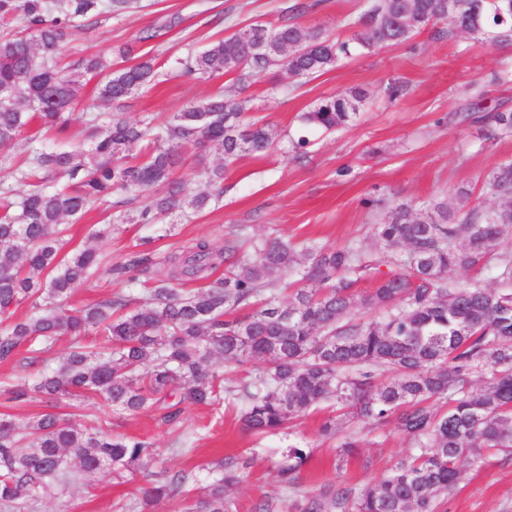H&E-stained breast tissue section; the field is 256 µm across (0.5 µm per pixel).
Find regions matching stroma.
I'll return each instance as SVG.
<instances>
[{
	"label": "stroma",
	"mask_w": 512,
	"mask_h": 512,
	"mask_svg": "<svg viewBox=\"0 0 512 512\" xmlns=\"http://www.w3.org/2000/svg\"><path fill=\"white\" fill-rule=\"evenodd\" d=\"M295 0H133L132 9L102 18L92 29L76 33L62 45L60 65L80 58L125 54L128 62L154 58L157 77L125 109L126 119H152L165 124L188 103L207 97L234 82L233 75H185L180 61L212 41L226 38L255 21L279 23ZM368 0H318L300 18L319 25L332 38L347 40L356 32L358 17ZM360 87L368 98L346 127L326 132L307 126L302 115L320 98ZM245 104L244 119L270 126L276 138L263 156L245 155L224 171V196L219 205L198 215L169 217L155 224L113 220L106 239L93 240L94 211L72 225L76 246L93 245L106 265L75 292L81 303L129 292L126 282L111 279L108 264L122 261L134 250L165 257L205 238L215 247L247 236L238 257L255 258L268 238L288 239L296 249L310 244L361 250L372 267L388 271L396 257L376 234L390 208L407 202L421 208L453 198L459 189L471 192L473 205L497 208L501 200L487 193L483 179L494 166L512 162V134L494 141L482 136V112L512 110V44L492 47L464 33L437 36L426 29L401 45L362 51L342 60L333 70L309 79L288 77L277 67L254 77L237 93ZM109 119L111 106L98 102L94 84H87L70 115L62 138L47 147L68 150L85 140L90 114ZM306 139L295 154L298 139ZM19 416L55 414L84 425L103 418L116 436L149 441L153 473L184 470L192 473L195 488H204L212 471L226 456L249 458L233 498L237 512H252L261 499L291 506L325 486L361 487L387 475L392 465L410 454L412 444L394 425H364L354 455L340 460L338 439L318 432L320 415L296 420L284 432L264 437L244 430L236 413L214 419L208 408L182 412L181 429L192 432V452L184 454L175 442L176 431L163 425L152 411L116 414L100 398L71 401L10 403L0 397V413ZM310 454L298 473L294 490L277 483L272 465L289 447ZM144 481L141 475H97L88 485L74 484L47 490L35 512H122L135 500ZM443 512H512V457L498 454L467 468L464 479L449 494Z\"/></svg>",
	"instance_id": "35a3bbf8"
}]
</instances>
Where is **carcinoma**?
<instances>
[{
  "instance_id": "obj_1",
  "label": "carcinoma",
  "mask_w": 512,
  "mask_h": 512,
  "mask_svg": "<svg viewBox=\"0 0 512 512\" xmlns=\"http://www.w3.org/2000/svg\"><path fill=\"white\" fill-rule=\"evenodd\" d=\"M130 0H0V23L14 32L0 44V154L35 122L54 137L69 128L81 89L97 80L99 101L117 109L154 81L155 59L119 65L89 56L66 71L57 54L64 39ZM446 21L485 43L512 42V0H372L354 37L371 51L399 45L423 28ZM351 55L321 27L295 21L252 24L180 60L201 77L232 73L241 83L284 66L307 78ZM366 92L354 88L321 100L303 121L325 130L349 125ZM486 137L512 133V112L496 111ZM87 149L31 147L14 170L21 194L0 184V360L19 352L27 376L0 381L9 401L95 395L112 412L156 410L177 431L184 408L240 407L245 430L265 435L326 410L319 433L333 437L352 418L392 423L414 442L388 475L360 489L340 486L305 497L298 512H440L464 475L463 465L512 454V290L448 281V270L496 260L512 281V255L497 249L512 225V162L486 174L484 187L507 202L491 212L437 202L421 212L408 203L392 208L377 235L402 253L394 269L376 274L377 285L357 292L356 273L367 269L353 248L316 244L300 251L272 238L253 260L237 261L235 243L215 248L199 239L159 261L137 250L111 266L118 280L142 291L76 305L73 295L100 264L92 247L67 248L69 225L115 192L145 205L135 221L154 224L175 213H196L223 196L224 167L243 155L263 154L274 143L264 126L244 120L241 103L219 91L187 104L157 133L151 123L115 115L92 119ZM224 163L209 166L210 151ZM192 160L205 189L187 190L177 170ZM164 193L157 194V189ZM224 276L211 279L220 268ZM301 272L288 300L279 277ZM187 279L205 284L186 291ZM23 304L31 314L15 317ZM358 310L382 312L355 318ZM64 336L70 345L49 360ZM256 365L236 386L224 385V368ZM389 371L393 377L380 381ZM484 377L473 388L475 373ZM149 442L114 436L101 418L88 427L54 414L21 419L0 413V508L34 512L53 485L75 474L92 481L146 469ZM307 459L292 446L274 463L281 486L293 488ZM249 460L224 459L212 480L193 493L183 470L148 482L142 502L176 504V512H236L229 491Z\"/></svg>"
}]
</instances>
